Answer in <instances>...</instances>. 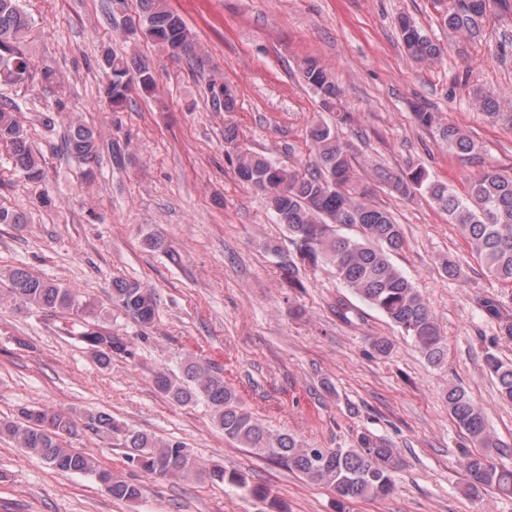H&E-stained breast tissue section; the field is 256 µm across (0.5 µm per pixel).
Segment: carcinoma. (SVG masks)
Listing matches in <instances>:
<instances>
[{
    "label": "carcinoma",
    "mask_w": 512,
    "mask_h": 512,
    "mask_svg": "<svg viewBox=\"0 0 512 512\" xmlns=\"http://www.w3.org/2000/svg\"><path fill=\"white\" fill-rule=\"evenodd\" d=\"M139 5V30L133 29L131 33H141L168 53L184 45L189 49L187 57L199 66L204 65L197 43L166 0H139ZM492 5L502 15L512 14V0H456L448 8L443 24L450 32L472 34ZM29 26L18 0H0L1 85L24 84L33 77V60L21 47ZM396 28L403 49L412 60L432 61L443 54V47L423 35L409 16L399 15ZM98 65L106 77L105 99L115 109L128 101L132 85L144 93L156 88L153 71L144 62L131 63L106 49ZM300 71L304 81L319 94L321 107L336 113L337 123H347L350 116L337 111L342 89L332 72L312 59L304 60ZM209 92L215 111H235L237 99L229 86H224L222 99L212 83ZM18 111L17 105L0 104V144L9 148L19 174L28 181H38L43 175L41 158L15 117ZM415 118L423 127L438 129L442 142L454 153L464 157L476 155L474 141L459 127L439 124L436 114L424 108L415 112ZM308 137L314 146L315 160L303 170L287 168L248 149L235 150V157L230 159L240 181L266 195L278 223L288 230L295 247L294 256L285 258L282 265L288 286L301 287L294 277L300 263L330 267L353 295L409 336L429 364L442 365L444 341L432 310L392 261V255L403 244L401 225L387 211L352 195L349 184L354 178V166L336 129L318 122L310 127ZM65 147L73 157L90 162L98 156L99 136L91 127L75 120L70 124ZM376 175L400 198L418 193L428 195L448 213L450 222L462 229L489 276L512 284L511 174L485 167L472 179L464 196L414 166L396 174L378 168ZM333 224L355 227L359 237L338 236L331 229ZM0 276L10 283L9 296L15 303L62 320L66 337L88 350L99 365L107 367L112 358L130 353L131 342L112 335L103 314L80 302L71 289L22 267L3 270ZM111 300L143 325L154 320L155 296L138 283L115 281ZM483 307L499 321L500 335L512 339V320L502 315L497 303L487 299ZM484 368L496 379L500 398L512 403V361L506 362L488 351ZM153 383L157 391L177 404H207L214 422L226 436L251 449L253 454L271 458L333 491L344 510L359 499H385L395 491L400 459L398 450L389 444L363 435L356 448H321L288 433H274L243 408L234 390L224 383L220 370L194 357L181 362V377L160 370ZM444 399L449 415L472 441L483 448L497 447L482 408L463 387L448 384ZM83 420L84 427L100 437H121L128 463L148 475L178 481L205 475L213 482L228 481L268 500L269 512H282L281 502L269 490L247 486L242 477L220 465H202L179 441L124 429L103 412L85 414ZM75 429L70 415L46 407L25 408L15 420L0 419V437H8L54 470L93 474L107 483V493L113 498L138 500L142 494L140 486L113 477L93 455L65 446V438L74 434ZM460 465L469 478L468 489L473 496L488 489L512 494V469L494 462L490 456L465 453Z\"/></svg>",
    "instance_id": "cac0c4a2"
}]
</instances>
